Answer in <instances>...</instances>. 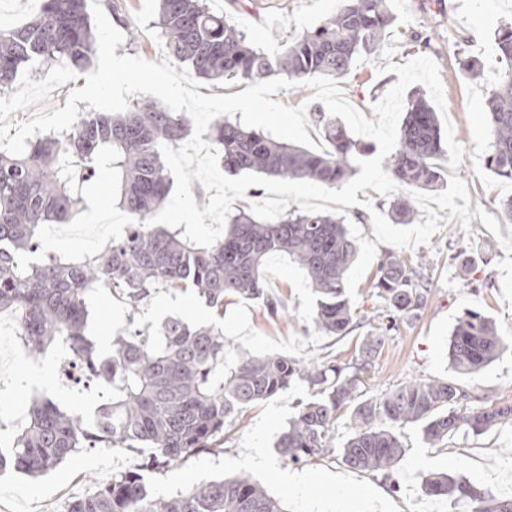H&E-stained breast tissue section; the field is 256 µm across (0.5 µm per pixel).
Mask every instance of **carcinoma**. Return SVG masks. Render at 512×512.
Segmentation results:
<instances>
[{
    "instance_id": "cac0c4a2",
    "label": "carcinoma",
    "mask_w": 512,
    "mask_h": 512,
    "mask_svg": "<svg viewBox=\"0 0 512 512\" xmlns=\"http://www.w3.org/2000/svg\"><path fill=\"white\" fill-rule=\"evenodd\" d=\"M343 5L279 54L253 46L243 29L211 11L208 0H160L157 27L166 53L199 78L261 82L282 75L303 90L313 77L342 78L382 47L395 23L388 0H342ZM492 67L500 80L487 99L490 119L487 168L512 180V24L494 34ZM94 53L86 0H40L26 23L0 28V95L8 93L31 65L65 64L81 69ZM466 77H483L485 63L465 48L456 54ZM325 146L320 151L275 141L224 118L207 137L218 147L224 169L328 188L351 177L363 152L336 118L313 109ZM191 117L152 101L124 112H82L73 127L26 140L21 156L0 151V313L18 320V336L36 357L49 347L63 350L97 388L89 417L71 413L48 396L32 400L24 426L0 440V471L42 475L84 448L149 450L143 467L157 469L210 452L224 440L226 422L267 400L292 382L307 384L311 398L288 421L276 448L292 463L332 451L337 419L353 428L343 447L348 466L388 478L402 462L398 429L415 424L435 444L465 429L483 434L512 420V405L469 404L470 395L452 378L414 379L380 398H362L364 378L384 343L383 332L400 318L422 316L430 282L404 258L387 254L378 268L377 294L388 325L362 337L353 362H300L286 356L242 358L225 368L223 331L214 324H189L168 317L160 327L126 329L104 356L86 334L89 299L109 291L132 310L156 288L190 289L217 314L224 298L266 300L264 267L273 255L299 265L318 295L314 323L328 336H345L357 320L347 296L346 273L357 244L344 218L291 209L263 220L238 209L227 217L224 238L210 247L188 241L182 231L150 225L171 184L160 152L175 147L191 130ZM446 149L434 109L420 95L408 102L397 144L384 164L393 181L428 190L446 183ZM104 167L112 170V196L133 218L124 234L80 256L38 255L46 224H66L83 202L79 189ZM388 211L396 224L416 220L414 200L402 196ZM512 346L494 322L474 310L458 318L448 338L451 371L472 374ZM428 496L444 497L459 512H512V499L475 488L446 473L428 475ZM66 512H283L245 476L189 486L168 498H153L137 472L115 475L71 500Z\"/></svg>"
}]
</instances>
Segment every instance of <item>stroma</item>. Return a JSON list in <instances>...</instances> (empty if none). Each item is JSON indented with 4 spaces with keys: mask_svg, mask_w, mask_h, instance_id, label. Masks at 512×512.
I'll return each mask as SVG.
<instances>
[{
    "mask_svg": "<svg viewBox=\"0 0 512 512\" xmlns=\"http://www.w3.org/2000/svg\"><path fill=\"white\" fill-rule=\"evenodd\" d=\"M341 0H210L216 13L228 14L242 27L250 41L268 52L283 49L287 41L313 29L336 12ZM397 18L383 47L368 61L358 63L338 85L349 104L373 118L372 108L397 82L386 72L388 63L405 64L425 55L438 66L445 95V110L439 113L441 134L448 150V166L467 185L471 209L500 216L501 201L512 197V180L493 176L486 168L489 119L486 99L498 76L486 69L484 79L462 77L454 57L455 45L465 41L474 54L491 59L493 34L512 21V0H390ZM157 0H123L122 22L117 25L125 39L115 53L162 62L167 53L157 36ZM110 170L84 183L82 194L95 197L109 207V217L89 224L83 213L70 223L54 229L45 225L44 252L66 255L89 253L123 234L131 218L113 208ZM358 205L345 213L347 230L359 250L349 272L347 295L361 315L381 310L383 300L374 283L383 257L398 252L411 264H418L430 282V295L420 318L398 320L387 331L378 359L363 388L365 396L378 397L414 378L445 379L453 376L448 366L449 334L466 310H475L493 319L501 334L512 336V304L501 297L499 263L508 255L500 241L512 232L501 225L490 232L479 218L470 227L460 219L442 224L423 244L394 248L377 241L364 200L380 205L384 198L373 189L358 192ZM472 271L461 277L462 262ZM270 299L278 302L270 313L262 301L229 297L223 315L207 308L192 291L159 289L144 300L138 313L105 290L93 293L88 333L100 351H108L107 337L119 329L135 326L157 329L169 316L187 322L202 320L219 326L229 344L227 363L244 356L279 354L300 361L332 359L348 364L358 352L365 328L347 336H328L313 321L317 296L303 271L280 256L268 260L265 268ZM64 359L60 349L48 350L39 358L27 356L17 332H0V435L9 437L24 424L33 397L46 394L68 411L86 416L97 402L95 389L72 383L59 376ZM456 377V376H453ZM458 383L483 400L512 404V351L476 373L456 377ZM307 387L297 383L276 396L252 405L230 419L224 442L215 451L202 452L185 461L143 473L149 493L164 498L189 485L222 477L244 475L279 499L284 512H452L443 498L421 491L423 478L434 472L462 477L480 489H492L501 497H512V423L483 433L459 431L443 442L426 444L411 425L401 430L407 448L392 477L348 467L339 450L350 432L348 416L336 422L333 450L326 455L295 465L277 452L275 444L300 402L308 400ZM263 448L266 456L284 472L319 473L340 476L347 491L329 486L297 489L285 481L270 479L262 470L246 464L253 448ZM141 456L133 451L95 448L83 450L43 476L32 478L9 471L0 474V512H64L68 501L86 494L113 474L138 470Z\"/></svg>",
    "mask_w": 512,
    "mask_h": 512,
    "instance_id": "stroma-1",
    "label": "stroma"
}]
</instances>
